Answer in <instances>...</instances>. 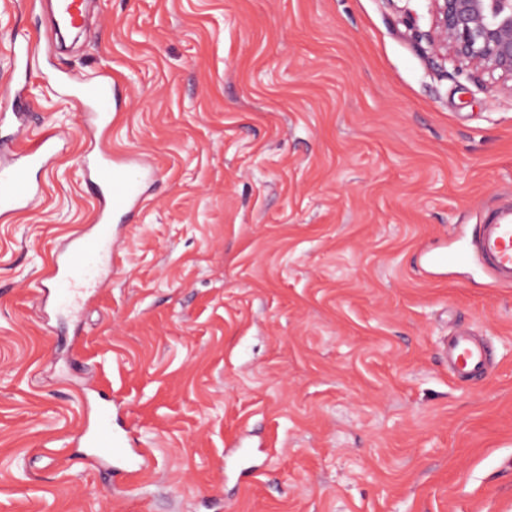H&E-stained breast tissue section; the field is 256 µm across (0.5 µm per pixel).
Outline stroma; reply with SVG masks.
Instances as JSON below:
<instances>
[{
    "label": "stroma",
    "mask_w": 512,
    "mask_h": 512,
    "mask_svg": "<svg viewBox=\"0 0 512 512\" xmlns=\"http://www.w3.org/2000/svg\"><path fill=\"white\" fill-rule=\"evenodd\" d=\"M430 0H0V95L32 45L35 204L0 220V512H512V286L430 265L512 201V89L431 59ZM108 77L113 154L159 176L83 315L42 307L86 230L94 143L70 79ZM492 352L456 380L445 340ZM147 448L107 479L71 441L98 393ZM58 4L60 12L58 27L77 28L82 17V3L77 0H61Z\"/></svg>",
    "instance_id": "stroma-1"
}]
</instances>
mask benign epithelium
<instances>
[{"mask_svg": "<svg viewBox=\"0 0 512 512\" xmlns=\"http://www.w3.org/2000/svg\"><path fill=\"white\" fill-rule=\"evenodd\" d=\"M434 23L414 30L432 57L451 59L474 77L486 73L512 82V0H430Z\"/></svg>", "mask_w": 512, "mask_h": 512, "instance_id": "1", "label": "benign epithelium"}]
</instances>
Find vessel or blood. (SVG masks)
Segmentation results:
<instances>
[{
    "mask_svg": "<svg viewBox=\"0 0 512 512\" xmlns=\"http://www.w3.org/2000/svg\"><path fill=\"white\" fill-rule=\"evenodd\" d=\"M76 98L86 111V125L90 130L104 129L114 122L116 115L111 111L108 80L79 86ZM7 100V105L0 107V114L14 118L17 130L11 138L16 141L25 120L21 91L10 93ZM47 144L43 138L0 159V215L32 207L38 192L28 171L50 163ZM86 169L101 206L91 228L69 239L47 271L60 303L72 310L87 305L88 292L101 286L103 270L113 266V213L132 216L144 202L147 186L155 178L154 169L140 159L114 157L102 144L87 158ZM472 252L486 266L494 285L512 286V204L493 209L478 225ZM445 353L449 369L462 381L475 379L490 362L486 345L475 341L467 331L452 336ZM119 411V405L102 404L95 424L88 426L81 437L84 447L93 449L96 458L105 464L115 459H131L135 452L134 441L122 424Z\"/></svg>",
    "mask_w": 512,
    "mask_h": 512,
    "instance_id": "obj_1",
    "label": "vessel or blood"
}]
</instances>
